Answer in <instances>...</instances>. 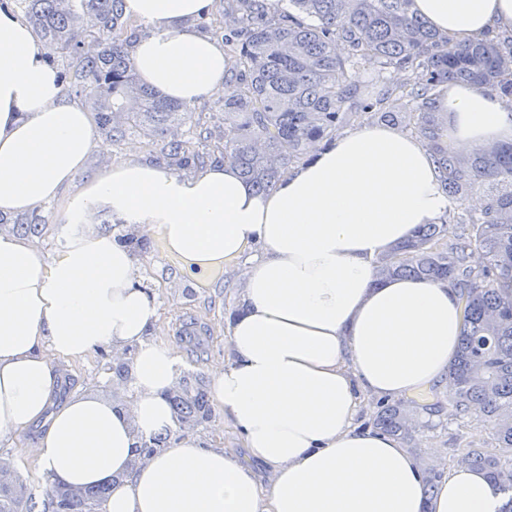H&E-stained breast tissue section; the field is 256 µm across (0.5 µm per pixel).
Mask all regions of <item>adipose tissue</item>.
I'll return each mask as SVG.
<instances>
[{"mask_svg":"<svg viewBox=\"0 0 512 512\" xmlns=\"http://www.w3.org/2000/svg\"><path fill=\"white\" fill-rule=\"evenodd\" d=\"M212 2L123 0L149 26L129 48L142 84L188 105L223 92L224 45L193 26ZM411 9L461 45L512 30V0ZM47 53L0 9V216L57 199L96 146L90 114ZM441 106L450 148L512 141V109L495 94L452 85ZM84 179L56 254L0 233V435L38 430V483L108 485V512H500L503 495L483 472L448 467L428 485L394 437L355 422L363 396L447 380L459 343L463 306L448 282L377 274L393 244L450 208L423 141L358 122L264 193L224 161L188 177L127 161ZM102 205L196 282L242 261L229 357L210 373V396L246 462L189 436L146 459L132 453L138 437L175 426L177 358L150 339L160 311L137 259L90 228ZM127 347L129 405L61 397L62 363Z\"/></svg>","mask_w":512,"mask_h":512,"instance_id":"ef3b65f1","label":"adipose tissue"}]
</instances>
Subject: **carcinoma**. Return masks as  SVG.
<instances>
[{"label": "carcinoma", "instance_id": "cac0c4a2", "mask_svg": "<svg viewBox=\"0 0 512 512\" xmlns=\"http://www.w3.org/2000/svg\"><path fill=\"white\" fill-rule=\"evenodd\" d=\"M53 52L76 61L81 92L93 102L99 128L119 139L134 129L165 139L171 126L192 119V109L143 87L128 47L136 36L121 0H15ZM226 12L224 45L238 54L237 71L224 77V120L230 124L224 160L259 192L271 189L286 168L313 145L336 136L347 111L359 107L377 122L412 129L426 143L452 202L474 192L477 212L448 223L422 224L412 239L379 261L382 278L447 280L463 303L462 339L449 380L453 415L476 413L493 422L501 452L512 455V297L500 293L512 281V143L459 152L448 148V126L437 96L448 83H469L512 106V35L454 44L409 10L410 0H234ZM100 42L82 52L83 37ZM354 67H393L405 74L395 87L365 92L351 84ZM168 164L179 169L197 157L185 142L167 140ZM176 415L199 422L210 412L204 391L177 400ZM407 415L386 407L377 420L384 432L406 438ZM461 463L483 470L506 496L512 512V463L480 448ZM110 486L75 494L71 512H99ZM59 490L40 501L0 489V512H56Z\"/></svg>", "mask_w": 512, "mask_h": 512}]
</instances>
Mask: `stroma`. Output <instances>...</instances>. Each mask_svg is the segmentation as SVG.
Listing matches in <instances>:
<instances>
[{"label":"stroma","instance_id":"stroma-1","mask_svg":"<svg viewBox=\"0 0 512 512\" xmlns=\"http://www.w3.org/2000/svg\"><path fill=\"white\" fill-rule=\"evenodd\" d=\"M193 119L179 126L178 135L190 151L198 154L201 164L220 159L224 152V97L215 95L193 104ZM95 139L109 143V151L93 150L86 161L88 172L96 173L112 165L135 160L141 163L164 162L163 144L136 132L113 140L110 133L95 130ZM81 182L68 186L58 199L40 206L35 216L16 217L11 232L21 233L23 224L37 219L39 231L31 242L47 254L61 250L68 235L66 206L69 198L79 193ZM146 248L139 253L142 283L156 294L161 317L152 338L173 345L178 358L180 375H191L187 394L209 390L210 371L226 357L224 317L234 308L241 288L238 266L225 268L216 274L211 287L202 288L180 274L174 262L162 251L159 242L146 238ZM115 356L100 352L67 366L64 379L68 390H82L109 401L127 402L133 391L127 381L117 378L112 370ZM399 405L416 417L410 439L403 446L414 455L426 471H434L435 460L447 465L457 464L465 449L494 450L493 430L488 421L476 415L452 416L448 409V386L438 384L415 394L402 397ZM33 434L23 439H0V479L24 487L26 492L39 494L33 475L37 463L27 457V447L33 445Z\"/></svg>","mask_w":512,"mask_h":512}]
</instances>
